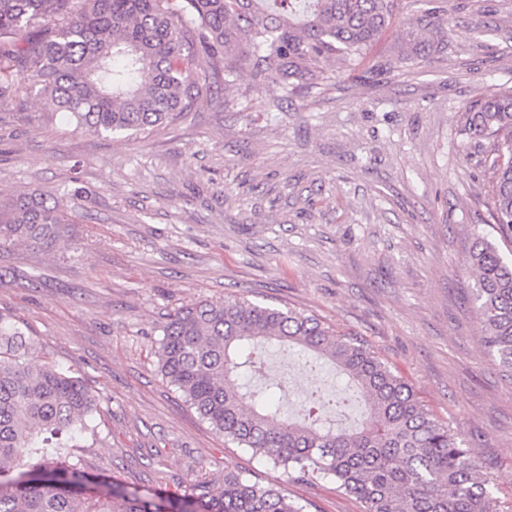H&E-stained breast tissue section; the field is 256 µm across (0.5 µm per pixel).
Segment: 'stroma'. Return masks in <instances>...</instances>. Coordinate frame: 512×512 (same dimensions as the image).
<instances>
[{
	"label": "stroma",
	"instance_id": "35a3bbf8",
	"mask_svg": "<svg viewBox=\"0 0 512 512\" xmlns=\"http://www.w3.org/2000/svg\"><path fill=\"white\" fill-rule=\"evenodd\" d=\"M444 52L395 46L415 5L352 77L284 94L241 73L228 93L131 137L67 123L49 97L0 104V200L34 189L76 221L53 248L0 246V315L29 359L99 392L88 469L146 491L217 488L233 470L305 512H363L332 479L293 482L224 441L162 376L169 313L227 296L289 305L357 334L458 432L512 503V377L482 346L467 267L493 223L487 140L465 106L512 87V0H448Z\"/></svg>",
	"mask_w": 512,
	"mask_h": 512
}]
</instances>
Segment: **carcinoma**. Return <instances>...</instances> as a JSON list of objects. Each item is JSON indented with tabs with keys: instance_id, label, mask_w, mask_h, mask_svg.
<instances>
[{
	"instance_id": "cac0c4a2",
	"label": "carcinoma",
	"mask_w": 512,
	"mask_h": 512,
	"mask_svg": "<svg viewBox=\"0 0 512 512\" xmlns=\"http://www.w3.org/2000/svg\"><path fill=\"white\" fill-rule=\"evenodd\" d=\"M400 0H0V101L51 97L62 117L96 135L137 134L191 111L243 70L289 93L339 78L389 31ZM418 9L398 57L418 65L448 40L447 9ZM462 134L492 141L489 209L512 235V88L465 107ZM59 205L34 190L0 202V244L50 248L72 232ZM468 267L481 343L512 374V260L475 238ZM157 351L162 375L224 440L249 448L297 481L333 479L363 512H512L480 478L468 442L437 419L365 342L293 307L239 297L168 315ZM31 339L0 317V512H304L284 489L235 471L224 487L180 497L141 493L89 472L75 449L98 434L100 395L71 369L27 359ZM292 351L303 367L323 360L347 379L355 427L327 415L347 398L306 394L286 415L264 354Z\"/></svg>"
}]
</instances>
